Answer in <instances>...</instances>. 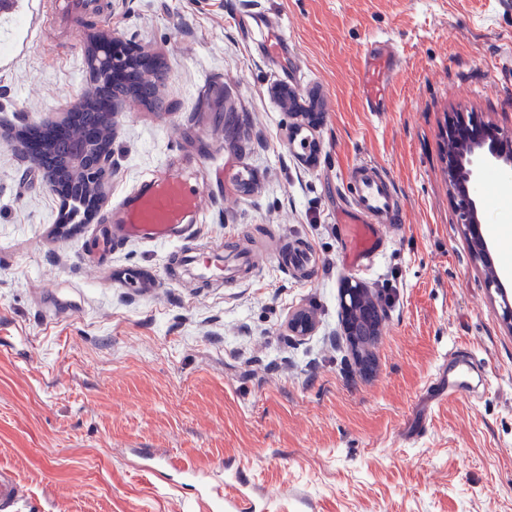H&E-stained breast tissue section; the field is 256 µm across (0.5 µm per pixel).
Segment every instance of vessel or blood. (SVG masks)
<instances>
[{"label":"vessel or blood","mask_w":512,"mask_h":512,"mask_svg":"<svg viewBox=\"0 0 512 512\" xmlns=\"http://www.w3.org/2000/svg\"><path fill=\"white\" fill-rule=\"evenodd\" d=\"M288 39L276 27L265 28L262 47L272 60L280 59ZM400 66L394 51L384 42L372 41L364 58L361 73L362 97L366 111L382 112L387 105V91ZM346 190L356 223L343 227L345 263L364 272L383 251L386 228L398 220V200L392 178L369 161H361L348 174ZM208 200L199 185L180 175L146 178L126 193L106 212V221L123 238L176 242L196 219L202 218ZM203 276L221 278L226 273L222 260L215 254L198 253L192 258ZM443 384L436 392L437 401L456 398L468 389L465 368L449 365ZM22 498L21 487L11 469L0 467V512H9Z\"/></svg>","instance_id":"vessel-or-blood-1"}]
</instances>
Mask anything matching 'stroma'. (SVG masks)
<instances>
[{
  "mask_svg": "<svg viewBox=\"0 0 512 512\" xmlns=\"http://www.w3.org/2000/svg\"><path fill=\"white\" fill-rule=\"evenodd\" d=\"M282 25L265 57L255 21ZM24 0L0 38V465L14 512H512V326L448 184V126L512 137V0H112L39 36ZM135 45L156 98L122 97L105 193L67 220L21 132L95 90L104 39ZM377 38L401 59L386 111L359 76ZM315 100L307 128L274 97ZM320 144L309 160L299 139ZM363 160L392 177L403 222L358 280L392 296L363 368L343 334L338 217ZM184 171L215 205L190 247L261 253L231 283L170 268L173 244L113 239L107 208ZM497 269L512 193L480 192ZM310 310V335L288 317ZM472 389L437 402L446 356ZM264 54L272 60H278L288 48V39L277 27H266L262 35ZM20 484L9 468L0 467V508H15L22 498Z\"/></svg>",
  "mask_w": 512,
  "mask_h": 512,
  "instance_id": "obj_1",
  "label": "stroma"
}]
</instances>
